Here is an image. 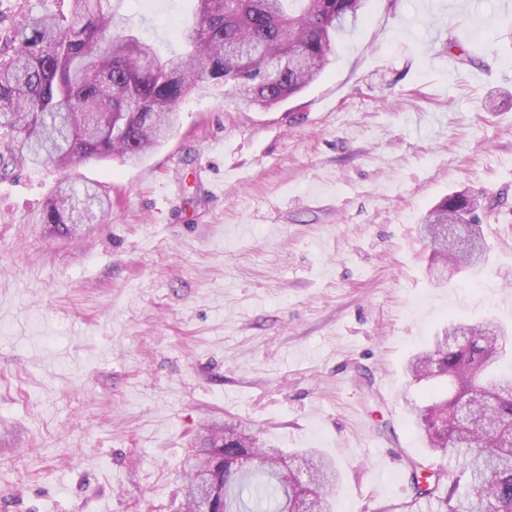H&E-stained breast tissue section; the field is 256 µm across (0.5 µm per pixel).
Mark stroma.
I'll use <instances>...</instances> for the list:
<instances>
[{
    "label": "stroma",
    "instance_id": "1",
    "mask_svg": "<svg viewBox=\"0 0 512 512\" xmlns=\"http://www.w3.org/2000/svg\"><path fill=\"white\" fill-rule=\"evenodd\" d=\"M506 0H369L322 76L263 108L199 84L141 162L0 170V512H180L210 425L314 449L332 512H423L407 360L448 321L512 341ZM188 0H123L171 49ZM110 205L34 218L62 177ZM493 200L481 267L437 284L423 215Z\"/></svg>",
    "mask_w": 512,
    "mask_h": 512
}]
</instances>
